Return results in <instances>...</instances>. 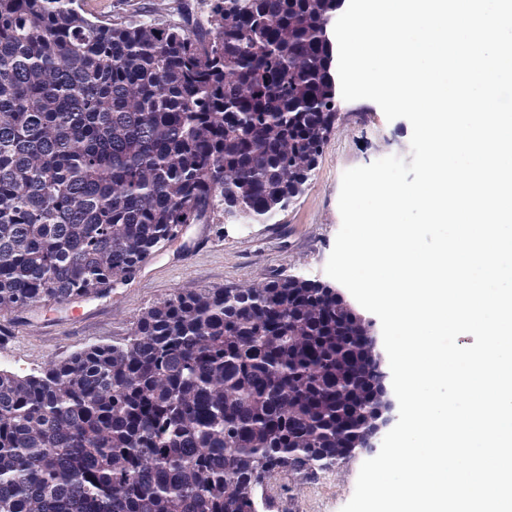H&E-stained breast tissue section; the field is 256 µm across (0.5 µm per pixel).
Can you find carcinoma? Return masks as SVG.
Returning <instances> with one entry per match:
<instances>
[{"label":"carcinoma","mask_w":512,"mask_h":512,"mask_svg":"<svg viewBox=\"0 0 512 512\" xmlns=\"http://www.w3.org/2000/svg\"><path fill=\"white\" fill-rule=\"evenodd\" d=\"M339 2L125 22L0 0V309L107 292L217 209L272 223L336 124ZM382 368L328 284L176 291L122 343L0 368V512H269L272 473L375 428Z\"/></svg>","instance_id":"cac0c4a2"}]
</instances>
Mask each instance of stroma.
Returning <instances> with one entry per match:
<instances>
[{
    "label": "stroma",
    "instance_id": "35a3bbf8",
    "mask_svg": "<svg viewBox=\"0 0 512 512\" xmlns=\"http://www.w3.org/2000/svg\"><path fill=\"white\" fill-rule=\"evenodd\" d=\"M100 19H160L173 14L176 0H81ZM408 120H386L373 101H341L336 125L304 193L275 223L249 224L215 212L202 240L178 238L156 252L144 269L118 284L108 302L81 309L48 302L36 308L0 310V366L18 372L40 369L92 344L130 336L149 309L178 290L247 287L264 280L299 276L328 282L325 265L341 226V176L389 155L410 156ZM367 453L360 452L308 476L289 474L268 485L271 512H340L351 499Z\"/></svg>",
    "mask_w": 512,
    "mask_h": 512
}]
</instances>
